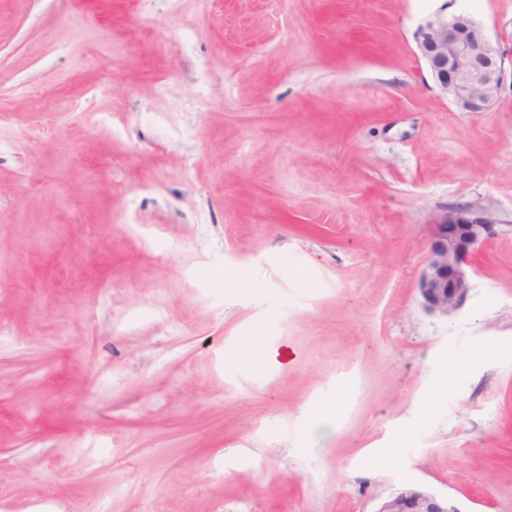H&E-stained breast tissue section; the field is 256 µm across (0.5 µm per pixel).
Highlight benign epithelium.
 Listing matches in <instances>:
<instances>
[{
	"instance_id": "7a95c632",
	"label": "benign epithelium",
	"mask_w": 512,
	"mask_h": 512,
	"mask_svg": "<svg viewBox=\"0 0 512 512\" xmlns=\"http://www.w3.org/2000/svg\"><path fill=\"white\" fill-rule=\"evenodd\" d=\"M415 40L426 68L448 101L461 112H486L512 87V50L491 40L480 22L444 5L426 18ZM490 204L448 207L425 225L428 257L417 276L423 309L432 315H454L472 288L470 258L494 234ZM374 512H460L447 498L420 486L389 493Z\"/></svg>"
}]
</instances>
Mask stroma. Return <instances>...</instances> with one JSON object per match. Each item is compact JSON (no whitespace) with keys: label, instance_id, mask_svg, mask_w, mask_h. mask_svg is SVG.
Wrapping results in <instances>:
<instances>
[{"label":"stroma","instance_id":"obj_1","mask_svg":"<svg viewBox=\"0 0 512 512\" xmlns=\"http://www.w3.org/2000/svg\"><path fill=\"white\" fill-rule=\"evenodd\" d=\"M443 6L0 0V512H512V92L440 95ZM468 202L500 226L439 318ZM490 204L449 206L425 225L428 257L417 276L423 309L448 318L465 304L475 272L470 258L494 234ZM374 512H460L448 498L420 486H402L389 493Z\"/></svg>","mask_w":512,"mask_h":512}]
</instances>
